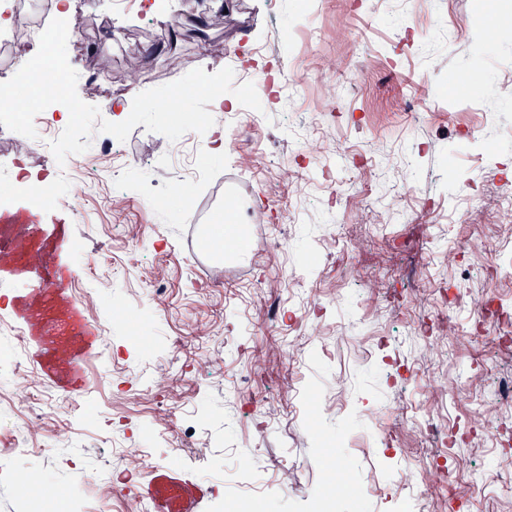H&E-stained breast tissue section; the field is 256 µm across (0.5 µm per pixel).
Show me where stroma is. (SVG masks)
I'll return each mask as SVG.
<instances>
[{"mask_svg":"<svg viewBox=\"0 0 512 512\" xmlns=\"http://www.w3.org/2000/svg\"><path fill=\"white\" fill-rule=\"evenodd\" d=\"M227 13L195 8L168 26L125 22L138 41L68 43L70 65L109 66L127 84L123 103L145 91L131 74L154 68V86L201 68L251 77L265 116L224 140L215 121L205 140H183L212 176L199 209L224 216L236 189L250 237L245 251L210 267L190 242L181 197L161 213L142 209L157 191L151 172L171 143L136 126L121 150L138 163L139 188L113 185L100 155L76 158L92 195L66 187L84 213L47 212L28 261L0 277L16 286L14 317L29 325L32 389L77 393L95 405L52 411L45 426L58 451L20 455L0 475V512H16L21 477L45 471L55 499L105 476L119 462L114 438L150 448L138 486L155 512H207L215 500L248 501L250 512H316L327 472L349 466L352 486L337 512H399L401 470L437 446L429 434L395 429L399 412L447 430V466L422 503L451 497L468 512H512V409L497 408L512 356L477 340L468 309L491 290L512 301V0H227ZM316 39H308V32ZM296 61L299 88L282 71ZM479 131L487 152L469 143ZM484 206L479 225L456 215ZM286 233L270 246L267 228ZM78 282L83 298L71 300ZM162 284L153 302L146 283ZM305 290L308 321H272L267 309ZM300 367L288 368L290 350ZM174 365L188 385L166 391L155 370ZM464 383L447 398L441 380ZM276 401L273 416L246 415L250 399ZM176 414L196 426L184 451L151 441L150 425ZM249 458L250 479L236 476ZM301 472L277 490V462Z\"/></svg>","mask_w":512,"mask_h":512,"instance_id":"1","label":"stroma"}]
</instances>
